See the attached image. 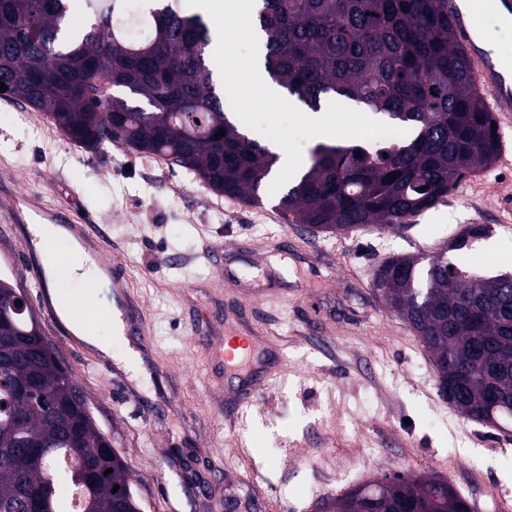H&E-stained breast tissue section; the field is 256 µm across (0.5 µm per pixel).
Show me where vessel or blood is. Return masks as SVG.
<instances>
[{"label": "vessel or blood", "mask_w": 512, "mask_h": 512, "mask_svg": "<svg viewBox=\"0 0 512 512\" xmlns=\"http://www.w3.org/2000/svg\"><path fill=\"white\" fill-rule=\"evenodd\" d=\"M444 9L453 23L459 42L472 69L474 79L485 96L490 111L503 125L512 124V67H504L481 44L476 34V17L464 11L461 0H446ZM0 207L8 213L11 224L27 225L22 240V254L36 288L56 283L70 293L73 306H84L86 300L74 288L67 266V256L74 246H81L89 261L107 275L112 284L113 304H100L87 310L81 324L95 328L109 320L111 309H118L124 331L136 345L148 343L145 325L134 313V303L122 265L112 263L100 245L89 237L86 227L94 218L88 214H68L45 199L39 192L18 194L9 186H0ZM41 224H57L69 231V239L40 244L32 229Z\"/></svg>", "instance_id": "obj_1"}]
</instances>
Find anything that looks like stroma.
Instances as JSON below:
<instances>
[{"label": "stroma", "mask_w": 512, "mask_h": 512, "mask_svg": "<svg viewBox=\"0 0 512 512\" xmlns=\"http://www.w3.org/2000/svg\"><path fill=\"white\" fill-rule=\"evenodd\" d=\"M501 144L500 159L409 229L334 234L285 223L278 194L245 204L188 170L114 144L86 148L41 112L0 104V180L95 215L93 236L124 267L161 373L131 380L50 320L21 261L22 225L0 221V277L26 294L144 512H327L331 498L397 472L447 480L496 512L498 495L512 497V430L440 397L430 354L372 281L388 258L432 256L471 224L490 233L464 262L482 275L512 272V129ZM219 247L220 270L209 263ZM313 308L319 337L308 330ZM234 309L259 340L250 378L222 367ZM197 332L213 346H197ZM254 381L268 385L274 412L244 410L228 428L221 401Z\"/></svg>", "instance_id": "1"}]
</instances>
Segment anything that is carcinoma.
I'll return each mask as SVG.
<instances>
[{
  "mask_svg": "<svg viewBox=\"0 0 512 512\" xmlns=\"http://www.w3.org/2000/svg\"><path fill=\"white\" fill-rule=\"evenodd\" d=\"M72 0H0V82L89 148L125 146L193 172L251 205L278 156L238 131L214 80L204 17L177 0H82L88 24L67 26ZM263 67L317 111L347 101L410 133L368 149L320 143L280 197L289 224L406 229L499 154L496 120L439 0H261ZM225 134L215 137L219 130ZM487 235L471 224L448 250ZM381 299L433 357L440 395L478 423H512V283L476 275L445 253L383 263ZM28 312L0 324V512H140L129 470L96 422L72 402L76 385L47 338L24 335ZM37 381L33 404L16 399ZM112 473L105 474L107 469ZM118 491H113L114 485ZM334 512H470L439 478L396 474L333 499Z\"/></svg>",
  "mask_w": 512,
  "mask_h": 512,
  "instance_id": "cac0c4a2",
  "label": "carcinoma"
}]
</instances>
